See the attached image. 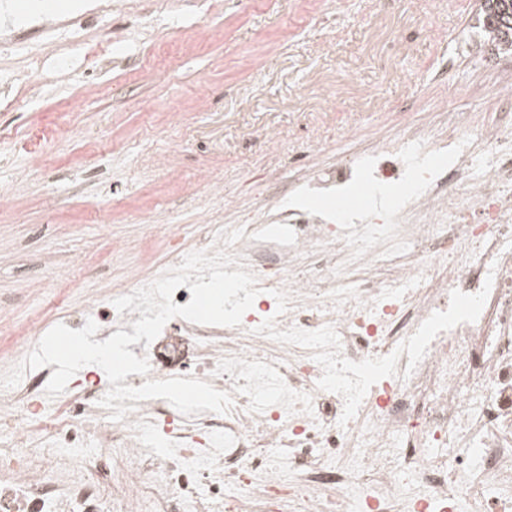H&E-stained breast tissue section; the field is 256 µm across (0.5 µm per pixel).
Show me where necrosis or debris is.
Wrapping results in <instances>:
<instances>
[{
	"label": "necrosis or debris",
	"instance_id": "4bbe7bcc",
	"mask_svg": "<svg viewBox=\"0 0 512 512\" xmlns=\"http://www.w3.org/2000/svg\"><path fill=\"white\" fill-rule=\"evenodd\" d=\"M366 162L406 184L394 205L215 225L203 247L243 257L254 307L170 320L125 379L195 377L231 412L156 398L115 422L92 377L51 412L30 376L0 394V512H512V120L440 111ZM140 317L98 293L65 313ZM386 360L364 389L353 366Z\"/></svg>",
	"mask_w": 512,
	"mask_h": 512
}]
</instances>
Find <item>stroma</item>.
<instances>
[{"label":"stroma","mask_w":512,"mask_h":512,"mask_svg":"<svg viewBox=\"0 0 512 512\" xmlns=\"http://www.w3.org/2000/svg\"><path fill=\"white\" fill-rule=\"evenodd\" d=\"M26 0L37 21L9 36L5 76L45 85L0 110V366L37 345L31 318L112 278V243L153 266L150 226L231 223L267 196L301 207L303 172L393 136L431 108L498 99L511 57L478 51L475 0ZM94 7L80 28L73 8Z\"/></svg>","instance_id":"1"}]
</instances>
